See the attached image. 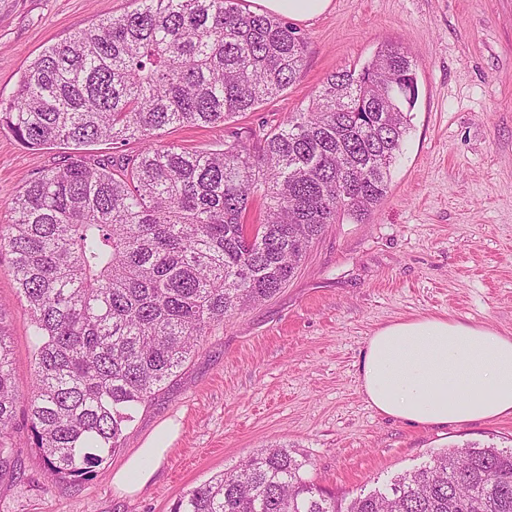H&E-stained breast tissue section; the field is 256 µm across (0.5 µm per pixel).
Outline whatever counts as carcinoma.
<instances>
[{
    "mask_svg": "<svg viewBox=\"0 0 512 512\" xmlns=\"http://www.w3.org/2000/svg\"><path fill=\"white\" fill-rule=\"evenodd\" d=\"M243 2L139 0L46 46L0 104L20 144L73 147L25 180L0 225L33 328L24 416L56 480L97 476L212 326L274 296L327 225L365 221L388 191L418 98L400 43L330 74L262 135L233 131L219 150L157 144L169 126L230 121L296 82L304 37ZM98 142L110 153L83 152ZM6 315L0 304V478L14 472L20 383ZM305 466L264 448L170 512H512V448L446 449L349 500Z\"/></svg>",
    "mask_w": 512,
    "mask_h": 512,
    "instance_id": "carcinoma-1",
    "label": "carcinoma"
}]
</instances>
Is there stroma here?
<instances>
[{
  "mask_svg": "<svg viewBox=\"0 0 512 512\" xmlns=\"http://www.w3.org/2000/svg\"><path fill=\"white\" fill-rule=\"evenodd\" d=\"M135 0H0V100L43 47L135 9ZM307 41L296 83L226 124L175 127L159 142L220 149L229 131L261 129L307 107L327 76L401 42L418 98L388 192L361 223L329 225L277 294L225 318L139 408L103 471L55 481L26 430L17 473L0 479V512H169L181 495L273 445L307 461L317 487L351 498L470 442L512 447V417L419 426L379 414L360 391L367 340L392 322L449 316L512 335V0H332L297 23ZM63 148L28 149L0 132V224L26 178ZM0 254V304L13 366L33 371L30 317ZM171 449L137 494L112 479L152 437Z\"/></svg>",
  "mask_w": 512,
  "mask_h": 512,
  "instance_id": "obj_1",
  "label": "stroma"
}]
</instances>
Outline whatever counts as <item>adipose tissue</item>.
Listing matches in <instances>:
<instances>
[{
    "instance_id": "adipose-tissue-1",
    "label": "adipose tissue",
    "mask_w": 512,
    "mask_h": 512,
    "mask_svg": "<svg viewBox=\"0 0 512 512\" xmlns=\"http://www.w3.org/2000/svg\"><path fill=\"white\" fill-rule=\"evenodd\" d=\"M360 382L378 413L411 424L512 416V336L438 316L394 322L369 338ZM168 451L166 442H147L114 475L115 486L138 492Z\"/></svg>"
}]
</instances>
